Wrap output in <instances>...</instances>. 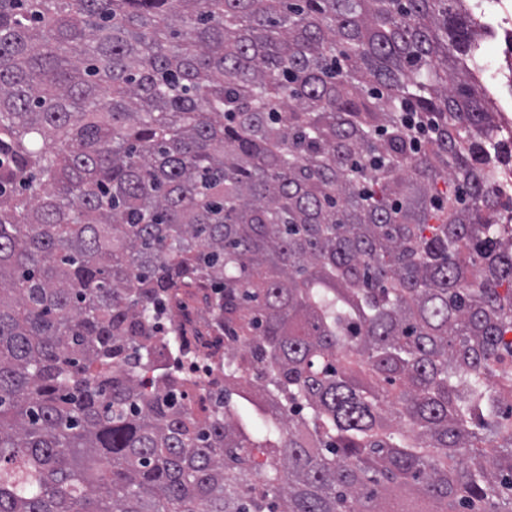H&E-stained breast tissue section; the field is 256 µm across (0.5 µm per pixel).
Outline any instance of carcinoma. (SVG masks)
Returning <instances> with one entry per match:
<instances>
[{
	"mask_svg": "<svg viewBox=\"0 0 512 512\" xmlns=\"http://www.w3.org/2000/svg\"><path fill=\"white\" fill-rule=\"evenodd\" d=\"M475 42L463 0H0V512H512Z\"/></svg>",
	"mask_w": 512,
	"mask_h": 512,
	"instance_id": "carcinoma-1",
	"label": "carcinoma"
}]
</instances>
